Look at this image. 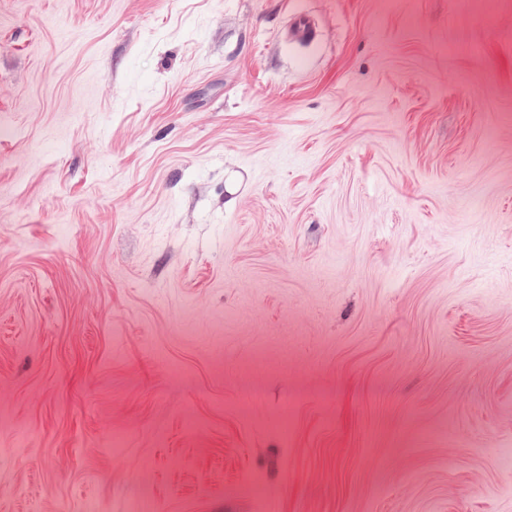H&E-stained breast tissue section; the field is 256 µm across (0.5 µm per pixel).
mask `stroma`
Wrapping results in <instances>:
<instances>
[{
  "label": "stroma",
  "instance_id": "obj_1",
  "mask_svg": "<svg viewBox=\"0 0 512 512\" xmlns=\"http://www.w3.org/2000/svg\"><path fill=\"white\" fill-rule=\"evenodd\" d=\"M509 448L512 0H0V512H512Z\"/></svg>",
  "mask_w": 512,
  "mask_h": 512
}]
</instances>
